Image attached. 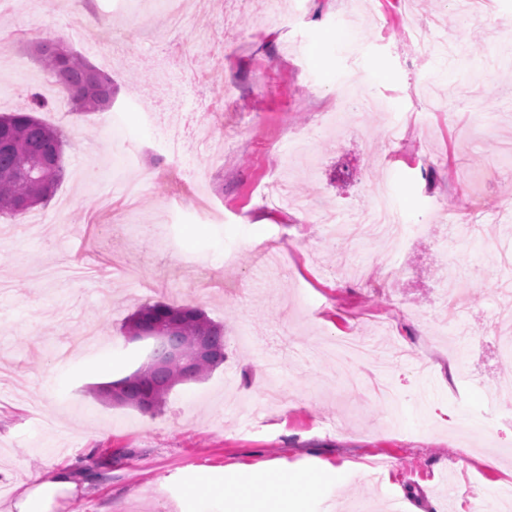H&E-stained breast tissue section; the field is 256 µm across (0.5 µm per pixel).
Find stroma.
<instances>
[{
    "label": "stroma",
    "instance_id": "1",
    "mask_svg": "<svg viewBox=\"0 0 512 512\" xmlns=\"http://www.w3.org/2000/svg\"><path fill=\"white\" fill-rule=\"evenodd\" d=\"M111 24L105 52L89 49L64 11L37 0H0V38L9 70L0 71V113L32 95L40 118L65 140L64 173L47 206L20 220L0 219V499L33 475L62 465L83 468L85 494L66 512H235L244 471L275 464L314 475L310 491L282 498L269 491L264 512H494L512 493V427L498 422L484 391L512 371L495 329L512 303V161L498 160L512 137V48L496 42L489 22L470 25L461 45L417 58L411 22L440 18L454 33V0H376L362 26L343 22L346 0H283L289 27L258 26L253 15L226 14L209 0L206 32L170 30L150 0H91ZM62 41L109 71L117 93L108 108L78 114L60 105L65 92L30 52ZM212 75L185 82L172 53ZM494 86L479 110L430 126L421 94L480 80L487 61ZM384 100L385 111L356 112L339 134L320 129L343 83ZM192 107L230 96L235 106L212 121L204 140L186 137L195 166L163 176L167 146L150 112L163 93ZM407 123L404 140L384 127ZM310 133L309 167L292 170L289 148ZM151 169L136 208L103 212L120 201L126 168ZM311 200L304 216L263 202L262 186ZM385 184L396 211L426 222L386 275L376 245L333 248L329 213L366 210ZM461 232L444 234L447 217ZM446 236L439 246L438 236ZM276 241L281 264L266 266L256 247ZM137 268L126 278L121 267ZM487 277L471 288L451 325L426 321L437 311L445 277ZM198 306L224 327V363L206 377L177 384L156 414L95 395V383L134 372L152 342L124 324L146 303ZM97 351L58 353L87 324ZM468 332L465 367L450 337ZM356 333L381 346L369 361L333 365L320 356ZM290 387L282 405L259 415L267 382ZM213 478L220 495L189 497L187 487Z\"/></svg>",
    "mask_w": 512,
    "mask_h": 512
}]
</instances>
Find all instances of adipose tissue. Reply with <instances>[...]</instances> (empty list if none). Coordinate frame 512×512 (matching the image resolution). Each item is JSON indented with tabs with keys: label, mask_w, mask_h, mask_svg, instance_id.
<instances>
[{
	"label": "adipose tissue",
	"mask_w": 512,
	"mask_h": 512,
	"mask_svg": "<svg viewBox=\"0 0 512 512\" xmlns=\"http://www.w3.org/2000/svg\"><path fill=\"white\" fill-rule=\"evenodd\" d=\"M78 471V466L69 464L38 474L28 484L19 486L12 498L1 500L0 512H65L67 505L79 499L86 489ZM311 484V478L279 469L251 471L244 477L239 497L257 502L271 488L288 495L303 494Z\"/></svg>",
	"instance_id": "adipose-tissue-1"
}]
</instances>
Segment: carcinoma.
I'll use <instances>...</instances> for the list:
<instances>
[{"instance_id":"obj_1","label":"carcinoma","mask_w":512,"mask_h":512,"mask_svg":"<svg viewBox=\"0 0 512 512\" xmlns=\"http://www.w3.org/2000/svg\"><path fill=\"white\" fill-rule=\"evenodd\" d=\"M37 51L45 70L64 88L70 111L94 112L112 104V78L82 55L59 41L43 43ZM42 107L35 94L28 107L0 115V216L16 218L47 205L62 177L64 140L36 115ZM126 331L154 345L135 372L110 386L124 404L144 413L158 412L175 385L224 364V328L197 307L146 304L128 319ZM202 340L209 353L195 357Z\"/></svg>"}]
</instances>
